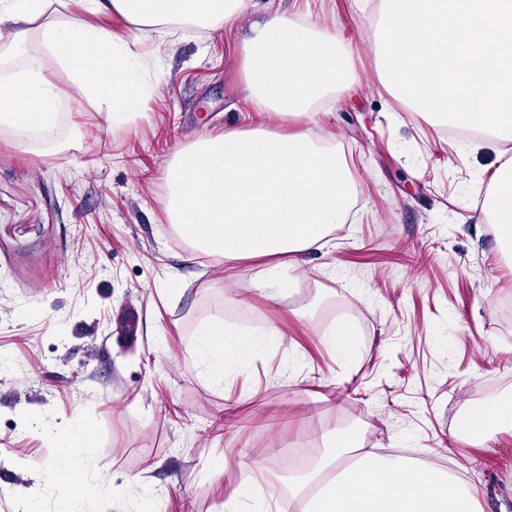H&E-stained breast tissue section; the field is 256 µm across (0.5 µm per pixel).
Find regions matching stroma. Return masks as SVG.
Returning a JSON list of instances; mask_svg holds the SVG:
<instances>
[{
    "label": "stroma",
    "mask_w": 512,
    "mask_h": 512,
    "mask_svg": "<svg viewBox=\"0 0 512 512\" xmlns=\"http://www.w3.org/2000/svg\"><path fill=\"white\" fill-rule=\"evenodd\" d=\"M378 2L254 0L255 14L343 32L353 76L315 128L335 134L350 169L349 217L277 272L273 298L257 284L267 259L193 252L167 220L166 175L185 147L227 126L287 129L246 97L248 20L142 40L166 79L134 69L140 112L69 99L68 71L41 55L61 95L59 152L35 154L28 133L0 127V512L25 498L57 512L63 489L33 467L61 461L59 435L87 423L91 467L151 512H215L261 469L287 501L290 448H319L338 425L375 452L452 467L482 512H512V431L477 443L457 426L512 392V254L475 211L500 145L472 147L382 86ZM214 317L280 333L220 387L196 354ZM339 320L358 332L349 356L324 342Z\"/></svg>",
    "instance_id": "35a3bbf8"
}]
</instances>
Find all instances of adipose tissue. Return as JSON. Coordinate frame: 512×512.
<instances>
[{
    "instance_id": "obj_1",
    "label": "adipose tissue",
    "mask_w": 512,
    "mask_h": 512,
    "mask_svg": "<svg viewBox=\"0 0 512 512\" xmlns=\"http://www.w3.org/2000/svg\"><path fill=\"white\" fill-rule=\"evenodd\" d=\"M80 11L44 24L32 22L47 0H0V24L25 53L26 64L0 75V126L41 134L40 152L52 153L53 108L58 92L39 65L48 51L73 75V93L129 108L138 95L127 78L142 37L167 24L213 30L246 17L251 0H79ZM116 14L132 27L120 35L98 25ZM248 98L264 114L295 121L274 133L228 128L182 150L169 168L167 216L178 235L203 254L233 264L250 258H283L317 251L344 223L354 191L334 138L316 136L311 125L321 101L350 79L343 35L273 11L254 20L240 47ZM222 320L201 331L198 355L213 384L224 369L254 349ZM512 429V395L488 403L472 418V433L492 437ZM67 457L85 460L95 439L90 429L66 437ZM360 435L333 429L308 466L294 468L288 490L302 512H476L471 486L456 472L400 455L359 453ZM68 465L45 468L47 481L64 483L67 502L89 491L107 496L114 512L123 498L104 478H71Z\"/></svg>"
}]
</instances>
